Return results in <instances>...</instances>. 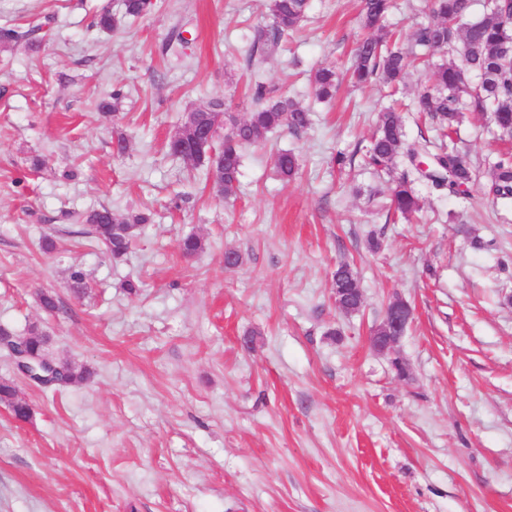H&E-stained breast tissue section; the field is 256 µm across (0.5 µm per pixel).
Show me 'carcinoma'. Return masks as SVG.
<instances>
[{"mask_svg":"<svg viewBox=\"0 0 512 512\" xmlns=\"http://www.w3.org/2000/svg\"><path fill=\"white\" fill-rule=\"evenodd\" d=\"M475 0H431V21L417 28L408 52L383 46L384 37L372 36L358 44L353 52L348 73L357 85L379 80L397 93L405 84L410 63L436 50L451 49L456 57L434 67L431 86L419 93L415 111L429 115L439 132L440 142L421 138L406 142L403 120L399 112L388 109L379 113L374 133L365 147L364 161L376 173H392L405 165L403 173L393 180V208L405 220H412L422 207L415 183L426 182L437 190L457 195L478 178V172L458 153L451 134L466 111L490 115L497 130L512 137V0H486V12L472 20ZM392 0H363L361 18L370 29H382ZM152 8L151 0H122L121 13L102 10L96 25L105 31L117 29L125 18H137ZM309 0H268L270 22L255 32L252 49L263 53L279 48L304 19ZM480 78L473 84L472 75ZM309 82L320 102H330L336 93V72L320 67L311 72ZM212 112L224 114V124L213 142L220 163L215 181L223 187L222 196L237 195L242 151L262 143L268 134L287 129L302 132L311 125L310 110L295 99L271 96L263 82L252 88V106L243 119L232 112V104L212 101L200 114L207 121ZM275 168L285 180L294 179L301 169V158L293 151H282L275 157ZM487 190L497 200L512 199V153L501 154L487 170ZM85 234L101 242L115 260L123 259L132 244L130 228L149 223L143 213H118L106 207L79 216ZM204 249L196 235H187L179 243L185 258ZM333 287L346 295L348 313L359 311L356 272L348 263L336 266ZM48 339L37 326L25 337L27 357L15 363L17 373L26 376L39 370L35 358L48 354ZM0 404L7 406L19 421L30 419L32 409L17 399V388L11 379H0Z\"/></svg>","mask_w":512,"mask_h":512,"instance_id":"obj_1","label":"carcinoma"}]
</instances>
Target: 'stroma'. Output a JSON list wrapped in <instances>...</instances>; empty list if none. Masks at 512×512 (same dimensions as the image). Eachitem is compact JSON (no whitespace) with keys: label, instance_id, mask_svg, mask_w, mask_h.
I'll return each mask as SVG.
<instances>
[{"label":"stroma","instance_id":"obj_1","mask_svg":"<svg viewBox=\"0 0 512 512\" xmlns=\"http://www.w3.org/2000/svg\"><path fill=\"white\" fill-rule=\"evenodd\" d=\"M392 3L384 28L405 48L426 2ZM120 4L0 0V29L21 35L0 44V324L39 326L91 373L45 388L0 349V379L32 408L19 422L0 404V512H512V205L480 181L457 196L421 182L420 216L393 213L389 179L361 166L386 87L321 103L308 83L368 37L361 0H310L288 44L257 55L267 0H155L95 26ZM258 80L311 107V127L247 148L222 200L167 143L192 106L249 112ZM455 140L483 171L504 147L479 112ZM285 150L302 160L290 181ZM101 207L152 216L123 262L73 219ZM188 234L205 244L189 261ZM343 260L363 293L348 315L332 294ZM397 298L413 309L403 378L370 344ZM153 4L151 0H123L121 13H111L108 9H103L96 18V25L105 31L118 29L123 19L137 18L147 14ZM275 168L285 180L294 179L301 169V158L293 151H282L275 157Z\"/></svg>","mask_w":512,"mask_h":512}]
</instances>
